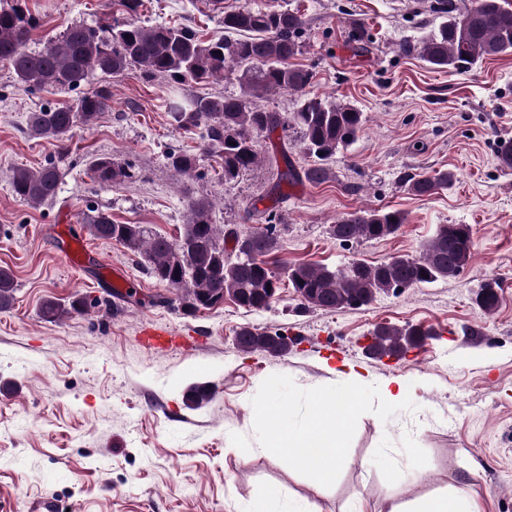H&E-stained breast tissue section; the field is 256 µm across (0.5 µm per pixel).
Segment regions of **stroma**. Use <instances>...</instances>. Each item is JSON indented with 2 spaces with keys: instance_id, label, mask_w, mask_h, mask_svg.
<instances>
[{
  "instance_id": "1",
  "label": "stroma",
  "mask_w": 512,
  "mask_h": 512,
  "mask_svg": "<svg viewBox=\"0 0 512 512\" xmlns=\"http://www.w3.org/2000/svg\"><path fill=\"white\" fill-rule=\"evenodd\" d=\"M107 2L27 0L39 19L30 49L70 24H95ZM275 2L305 15L295 62L313 73L308 94L366 116L319 185L288 182L284 164L272 159L280 149L296 168L308 166L292 129L257 134L262 161L235 182L225 183L212 159L176 175L166 151L195 152L198 138L171 119L167 80L135 67L109 79V112L75 127L58 155L54 143L27 134L25 118L73 103L77 91H30L0 66V267L16 283L13 305L0 311V512H237L268 486L317 512H347L358 497L367 512H380L389 497L410 504L454 486L466 487L480 512H512V169L498 160L500 145L512 141V56L454 75L402 53L431 28L433 0ZM138 18L186 24L204 40L222 33L208 0H143ZM95 155L130 165L132 178L100 186L89 169ZM54 159L63 171L55 202L35 207L13 194L14 168ZM443 169L454 181L429 197L401 182L410 172ZM196 199L212 203L214 223L228 232L276 224L269 257L276 269L415 256L440 224L470 225L474 256L455 277L381 294L356 310L304 308L284 285L265 311L228 300L186 315L174 290L121 244L83 238L135 285L134 302L112 305L98 268L74 267L55 248L58 235L82 229L92 208L177 238ZM385 207L406 216L394 235L347 245L332 237V224L347 214ZM489 279L499 284L500 303L486 314L474 298ZM80 297L92 307L56 322L42 318L45 300ZM380 323L427 334L402 357L376 358L367 338ZM148 326L183 341L148 346L141 336ZM244 327L298 342L276 357L243 352L234 337ZM345 363L374 384L407 381L416 409L386 421L362 415L336 482L320 488L261 450L251 400L270 375L310 389L338 383ZM198 384L212 392L195 404L188 391ZM411 450L422 468L394 485Z\"/></svg>"
}]
</instances>
